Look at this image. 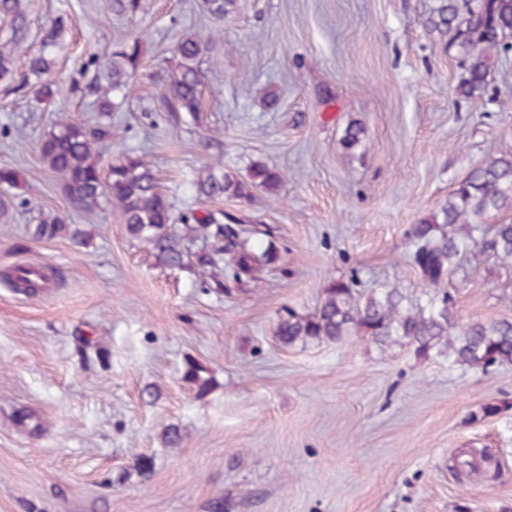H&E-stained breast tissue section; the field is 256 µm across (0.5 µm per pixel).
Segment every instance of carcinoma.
Here are the masks:
<instances>
[{"label": "carcinoma", "instance_id": "cac0c4a2", "mask_svg": "<svg viewBox=\"0 0 512 512\" xmlns=\"http://www.w3.org/2000/svg\"><path fill=\"white\" fill-rule=\"evenodd\" d=\"M117 16L134 18L147 9L148 0H105ZM237 0H201L202 9L215 19L230 13ZM0 17L12 30L13 49L0 51V80L13 78V51L27 30L23 0H0ZM430 30L448 38L446 46L465 63L466 77L461 93L472 97L482 93L490 74V62L512 51V0H472L466 16H459L457 0H440L429 18ZM65 29L60 15L42 31L41 50L28 59L29 73L39 84L38 93L52 98L63 92L51 79L55 67L54 49ZM207 44L194 35L181 38L176 46V66L163 79L158 100L164 112L198 118L206 71L201 68ZM143 45L137 38L120 39L108 56L91 58L96 74L84 85L70 82L69 92L93 99L99 120L92 127L79 123H56L41 136L38 152L44 166L56 174L71 206L77 211L117 210L133 239L150 247L158 265L169 269H190L202 279V286L224 291V280L254 281L262 266L279 262L273 242L261 244L256 235L240 224L224 223V211L208 210L175 217L173 204L151 163L130 151L102 168L94 156L112 141L108 120L114 94L126 88L134 77ZM366 136L364 125L352 120L341 138L343 148L358 150ZM286 173L256 162L243 175L214 167L201 169L191 185L206 199H236L251 202L256 193L275 195ZM19 173L0 168V220L7 222L16 205L11 190L18 187ZM512 212V155L487 153L482 163L461 180L439 211L413 225L415 249L411 264L419 276V295H410L397 286L374 288L367 294L355 289L356 276L334 280L324 292L319 306L308 315L293 310L279 316L276 336L284 346L311 342L341 343L362 335L384 349L411 345L421 357H444L451 366L479 368L512 362V318L492 322L474 321L466 325L456 316L455 298L448 281L466 261L482 256L512 265V222L489 226L491 214ZM182 221L190 234L178 231ZM68 236L79 248L86 246L87 233L67 224L58 215H44L29 228L34 240ZM201 240L202 246L195 245ZM44 269L31 266L13 270L14 288L35 295L44 287ZM184 378L199 391L209 387L202 368L186 363Z\"/></svg>", "mask_w": 512, "mask_h": 512}]
</instances>
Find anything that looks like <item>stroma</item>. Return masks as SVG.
I'll return each mask as SVG.
<instances>
[{
	"label": "stroma",
	"mask_w": 512,
	"mask_h": 512,
	"mask_svg": "<svg viewBox=\"0 0 512 512\" xmlns=\"http://www.w3.org/2000/svg\"><path fill=\"white\" fill-rule=\"evenodd\" d=\"M200 3L151 0L131 19L104 0H25L27 43L67 11L57 72L84 81L91 56L140 36L100 165L144 155L177 213L224 211L266 231L281 259L207 292L190 271L157 266L112 208L73 210L37 142L54 122L91 126L96 114L66 93L38 101L17 65L24 88L0 82V167L19 171L24 200L0 223V512H209L220 497L231 512H512V363L482 371L361 336L286 347L275 335L279 312H313L335 279L415 292L413 224L488 148L512 153V55L467 99L463 66L428 26L439 0H238L221 21ZM188 33L213 41L219 61L196 120L157 99ZM269 90L277 109L263 106ZM352 120L367 136L350 153L340 140ZM256 162L287 170L277 196L197 200L196 170ZM43 212L82 225L86 246L28 239ZM19 266L53 280L18 294L7 275ZM448 289L461 322L512 317V267L494 258ZM189 361L207 391L185 380ZM487 404L500 413L482 417ZM24 410L37 432L16 425ZM169 425L181 447H163ZM142 456L155 461L147 477Z\"/></svg>",
	"instance_id": "35a3bbf8"
}]
</instances>
